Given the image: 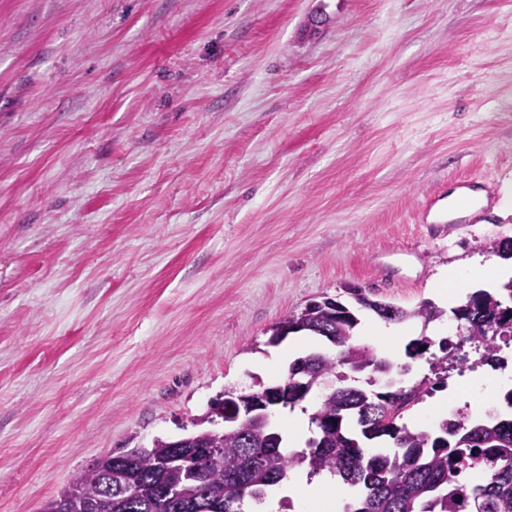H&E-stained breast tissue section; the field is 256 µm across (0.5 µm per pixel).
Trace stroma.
Here are the masks:
<instances>
[{"instance_id": "obj_1", "label": "stroma", "mask_w": 512, "mask_h": 512, "mask_svg": "<svg viewBox=\"0 0 512 512\" xmlns=\"http://www.w3.org/2000/svg\"><path fill=\"white\" fill-rule=\"evenodd\" d=\"M464 180L478 220L416 222ZM505 239L512 0H0V512Z\"/></svg>"}]
</instances>
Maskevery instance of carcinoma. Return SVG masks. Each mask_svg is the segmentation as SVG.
<instances>
[{
    "label": "carcinoma",
    "mask_w": 512,
    "mask_h": 512,
    "mask_svg": "<svg viewBox=\"0 0 512 512\" xmlns=\"http://www.w3.org/2000/svg\"><path fill=\"white\" fill-rule=\"evenodd\" d=\"M348 294L355 306L330 297L313 301L300 312L285 315L270 336V342L278 343L290 333L305 332L338 348V355L312 352L291 363L283 382L258 381L252 391L257 398L279 393L281 397L269 406L292 409L305 399L285 396L298 368L319 381L336 375L339 366L366 375L369 390L343 384L345 376L338 378L340 384L325 395L311 417L318 436L307 448L284 453L282 437L272 430L269 418L232 420L220 398L211 403L209 414L223 420L224 430L187 436L214 450L217 461L204 470L194 471L178 457L174 441L158 437L149 447L105 455L96 466L75 473L40 512H96L99 501L108 496L112 512H242L245 497L262 500L266 488L301 467L312 476L328 472L362 491L344 512H512V418L490 415L472 421L459 416L411 432L397 424L400 411L429 388L406 391L389 380L385 390H373L379 378L403 373L407 366L352 343L361 310L388 323L419 319L426 325L441 319L444 311L429 302L406 310L372 300L355 287ZM452 313L467 336L483 348L482 362L498 368L496 340L512 336V281L501 292L470 293ZM435 344L422 336L406 345L405 354L416 359ZM436 345L443 356L435 358V366L446 373L448 340ZM350 419L365 440L386 438L392 447L362 446L347 430Z\"/></svg>",
    "instance_id": "1"
}]
</instances>
